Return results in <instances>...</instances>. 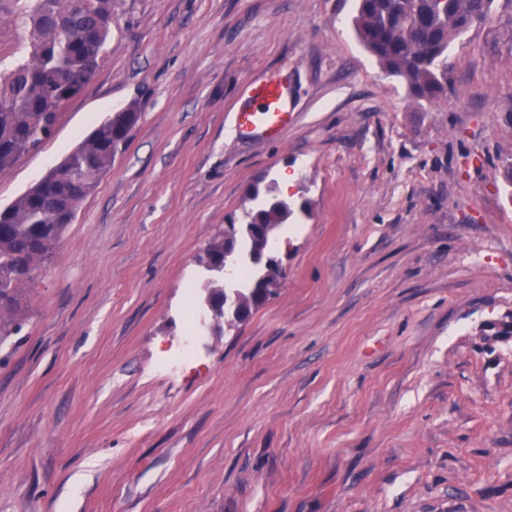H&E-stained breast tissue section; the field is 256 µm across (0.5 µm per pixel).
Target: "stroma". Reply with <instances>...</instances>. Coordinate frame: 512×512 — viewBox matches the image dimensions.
Returning a JSON list of instances; mask_svg holds the SVG:
<instances>
[{"label": "stroma", "instance_id": "35a3bbf8", "mask_svg": "<svg viewBox=\"0 0 512 512\" xmlns=\"http://www.w3.org/2000/svg\"><path fill=\"white\" fill-rule=\"evenodd\" d=\"M355 0H114L112 41L0 208L111 112L125 149L0 350V512H512V0L417 105ZM265 74L278 141L233 112ZM284 277L193 357L197 254L280 187ZM248 94L249 100L235 112L237 132L277 141L295 115L292 87L286 80L265 75L251 84Z\"/></svg>", "mask_w": 512, "mask_h": 512}]
</instances>
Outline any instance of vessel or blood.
<instances>
[{
  "label": "vessel or blood",
  "instance_id": "b4317fda",
  "mask_svg": "<svg viewBox=\"0 0 512 512\" xmlns=\"http://www.w3.org/2000/svg\"><path fill=\"white\" fill-rule=\"evenodd\" d=\"M294 115L295 99L288 81L266 75L251 84L248 100L237 110L234 125L242 135L274 142Z\"/></svg>",
  "mask_w": 512,
  "mask_h": 512
}]
</instances>
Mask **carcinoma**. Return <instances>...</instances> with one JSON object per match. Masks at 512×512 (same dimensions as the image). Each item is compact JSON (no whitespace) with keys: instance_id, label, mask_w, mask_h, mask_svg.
I'll return each instance as SVG.
<instances>
[{"instance_id":"obj_1","label":"carcinoma","mask_w":512,"mask_h":512,"mask_svg":"<svg viewBox=\"0 0 512 512\" xmlns=\"http://www.w3.org/2000/svg\"><path fill=\"white\" fill-rule=\"evenodd\" d=\"M493 0H357L353 27L364 48L390 76L398 78L419 105L448 99V52L469 30L487 20ZM17 25L27 46L10 67L0 70V171L50 139L60 121L56 108L82 89L107 53L112 34V0H30ZM125 112L101 121L65 159L10 205L0 209V345L26 324L27 291L45 271L68 224L73 201L91 194L111 169L132 128ZM292 209L281 200L260 202L251 219L273 228L287 222ZM269 239L240 229L232 249L224 239L205 252L246 269L235 295L250 315L263 302L255 285L266 275L248 265L266 252Z\"/></svg>"}]
</instances>
